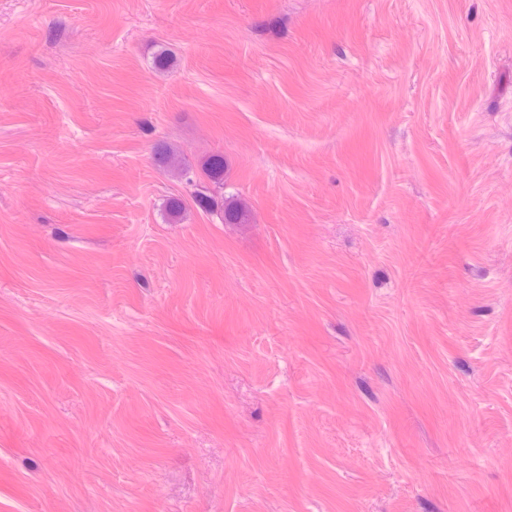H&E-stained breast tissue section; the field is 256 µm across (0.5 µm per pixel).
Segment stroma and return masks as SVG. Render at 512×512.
Masks as SVG:
<instances>
[{
	"label": "stroma",
	"mask_w": 512,
	"mask_h": 512,
	"mask_svg": "<svg viewBox=\"0 0 512 512\" xmlns=\"http://www.w3.org/2000/svg\"><path fill=\"white\" fill-rule=\"evenodd\" d=\"M0 512H512V0H0ZM153 158L160 165L168 167L173 174L192 188L191 198L201 211L219 214L226 224H247L250 222L249 205L238 198L216 196L218 190L224 189V171L227 162L221 153L205 157L199 169L195 171L188 166L180 151L165 140L153 146Z\"/></svg>",
	"instance_id": "stroma-1"
}]
</instances>
